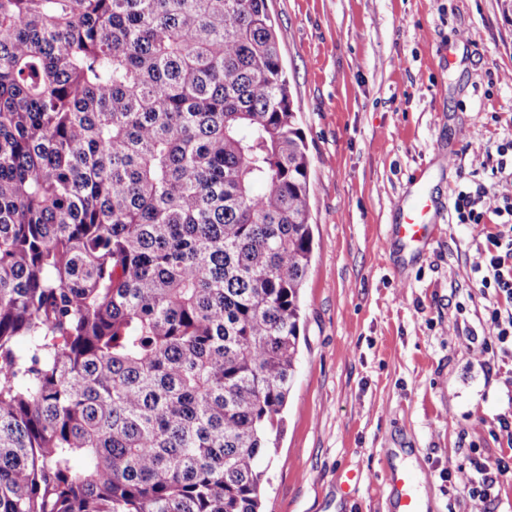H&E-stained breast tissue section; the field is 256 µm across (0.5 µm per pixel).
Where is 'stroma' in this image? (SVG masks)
<instances>
[{"mask_svg":"<svg viewBox=\"0 0 512 512\" xmlns=\"http://www.w3.org/2000/svg\"><path fill=\"white\" fill-rule=\"evenodd\" d=\"M309 158L314 251L284 427L260 462L263 512H389L383 449L413 458L428 512H512L449 489L470 444L495 461L512 353L481 354L472 262L495 219L461 224L470 179L512 188V0H268ZM469 39H460V31ZM427 169V252L391 243L396 203ZM360 471L351 495L339 475Z\"/></svg>","mask_w":512,"mask_h":512,"instance_id":"stroma-1","label":"stroma"}]
</instances>
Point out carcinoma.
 <instances>
[{
    "mask_svg": "<svg viewBox=\"0 0 512 512\" xmlns=\"http://www.w3.org/2000/svg\"><path fill=\"white\" fill-rule=\"evenodd\" d=\"M308 172L267 0H0V512H261Z\"/></svg>",
    "mask_w": 512,
    "mask_h": 512,
    "instance_id": "carcinoma-1",
    "label": "carcinoma"
}]
</instances>
